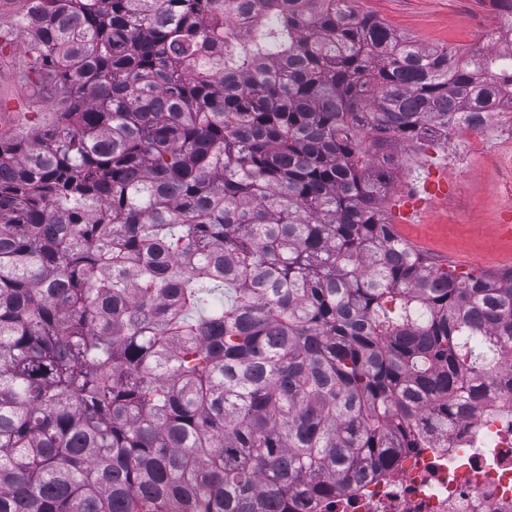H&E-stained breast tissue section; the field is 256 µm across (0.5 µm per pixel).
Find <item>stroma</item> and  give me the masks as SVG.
<instances>
[{"mask_svg":"<svg viewBox=\"0 0 512 512\" xmlns=\"http://www.w3.org/2000/svg\"><path fill=\"white\" fill-rule=\"evenodd\" d=\"M358 7L425 45L463 50L490 44L491 0H359ZM28 62L20 49L0 55L2 141L27 136L35 123H52L63 106L59 96L28 82ZM496 150V142H486L459 186L449 183L440 164L443 147L429 148L416 166L408 149L399 151V188L391 194L389 211L401 238L433 265L459 273L512 269V238L500 231L501 199L489 163Z\"/></svg>","mask_w":512,"mask_h":512,"instance_id":"stroma-1","label":"stroma"}]
</instances>
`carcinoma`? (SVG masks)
Segmentation results:
<instances>
[{"label":"carcinoma","instance_id":"carcinoma-1","mask_svg":"<svg viewBox=\"0 0 512 512\" xmlns=\"http://www.w3.org/2000/svg\"><path fill=\"white\" fill-rule=\"evenodd\" d=\"M0 52L62 95L0 142V512H333L481 385L512 270L402 239L396 149L446 142L512 50L349 0H27Z\"/></svg>","mask_w":512,"mask_h":512}]
</instances>
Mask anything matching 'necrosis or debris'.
Listing matches in <instances>:
<instances>
[{"instance_id": "obj_1", "label": "necrosis or debris", "mask_w": 512, "mask_h": 512, "mask_svg": "<svg viewBox=\"0 0 512 512\" xmlns=\"http://www.w3.org/2000/svg\"><path fill=\"white\" fill-rule=\"evenodd\" d=\"M500 106L475 115L467 141L448 153L449 173H461L485 128L512 148V113ZM425 448L404 450L396 466L362 480L340 512H512V391L493 389L448 434H432Z\"/></svg>"}]
</instances>
